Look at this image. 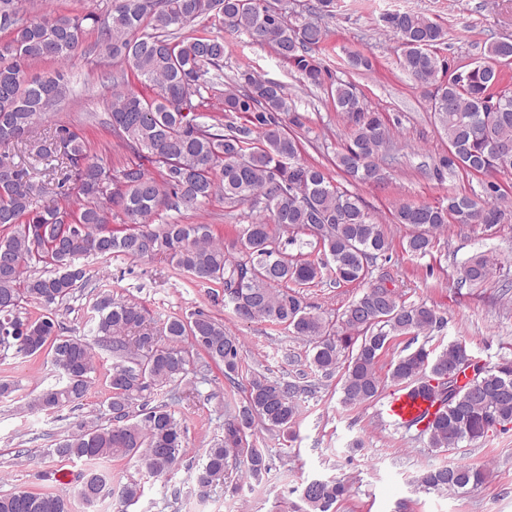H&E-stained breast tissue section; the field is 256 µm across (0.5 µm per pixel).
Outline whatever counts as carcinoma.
Instances as JSON below:
<instances>
[{
    "mask_svg": "<svg viewBox=\"0 0 512 512\" xmlns=\"http://www.w3.org/2000/svg\"><path fill=\"white\" fill-rule=\"evenodd\" d=\"M19 0H0V346L32 356L44 353L62 383L36 395L28 407L54 412L74 406L92 384L94 345L108 348L115 362L106 373L108 418L82 423L46 455L60 462L128 459L149 476L170 475L185 454V429L164 405H151V389L177 383L205 356L233 380L242 360L240 337L202 310L147 324L139 303L99 293L89 322L95 342L64 335L59 308L88 281L80 260L163 254L177 269L224 296L243 321H267L312 344L310 365L324 376L341 371V402L347 407L378 399L384 381L378 362L398 336H418L440 328L444 318L424 303H407L383 281L370 280V266L391 246L359 196L337 185L331 168L348 182L381 183L393 146L382 113L369 108L350 81L336 80L331 99L350 129L349 141L330 165L301 157L293 129L302 118L285 87L255 70L238 69L225 85L224 112L245 120L236 126L218 116L203 122L204 110L224 68L226 34H244L292 63L302 81L320 86L328 75L316 53L328 30L320 18L335 0H316L310 16L293 21L285 0H112L111 22L101 29L105 50L126 66L122 80L141 90H115L108 104L112 135L130 154L114 173L104 158L90 153L81 135L67 125L52 132L61 179L56 202L41 205L44 187L14 162L8 148L33 136L36 124L73 91L69 77L56 72L31 77L28 68L42 60L75 56L84 39L85 18L61 13L24 20ZM384 32L399 50L401 69L429 90L435 126L448 140V154L435 172L461 168L480 174L512 171V74L478 60L441 81L445 63L437 46L447 31L419 13L389 12L380 17ZM485 56L512 62V40L487 46ZM160 172L157 179L150 169ZM221 194L229 209L248 205L258 218L240 226L229 243L216 241L209 224H149L167 210H196ZM117 211L135 228H112ZM492 227L508 213L492 202L451 195L441 206L403 204L396 222L413 229L404 251L426 255L434 232L448 221ZM313 238L316 257L290 254L283 233ZM43 264L40 270L36 265ZM495 259L479 255L461 268L462 280L478 285L491 274ZM334 275L336 284L367 283L336 318L307 310L300 289ZM41 312L21 315L24 304ZM140 328L143 333L129 336ZM472 380L456 379L434 387L437 370L461 364ZM396 385L421 389L438 410L422 433L431 447L445 451L485 436L483 421L496 416L512 424V361L488 366L452 342L439 353L421 345L390 365ZM312 385L281 382L255 373L240 405L227 414L224 436L205 449L198 468L201 495L236 471L259 481L269 465L250 441L255 424L285 432L294 424L298 400ZM486 472L458 465L429 470L417 478L426 490L459 491L477 486ZM119 504L130 506L143 493L138 482L119 486ZM348 491L341 479L311 480L301 490L309 512H331ZM113 496L112 478L87 468L72 487L44 492L15 489L0 493V512H69L76 496L88 509Z\"/></svg>",
    "mask_w": 512,
    "mask_h": 512,
    "instance_id": "cac0c4a2",
    "label": "carcinoma"
}]
</instances>
